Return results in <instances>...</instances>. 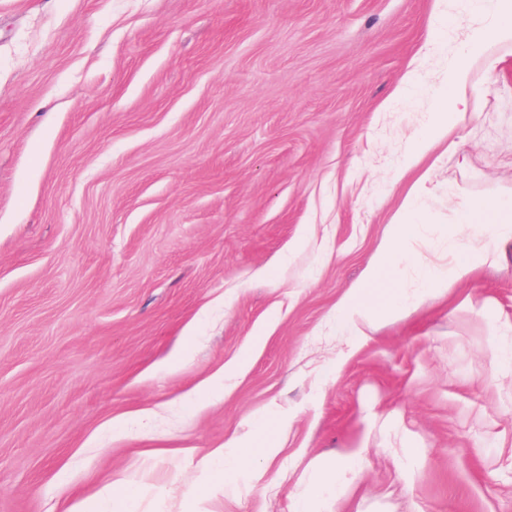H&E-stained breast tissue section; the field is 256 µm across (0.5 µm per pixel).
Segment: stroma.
Instances as JSON below:
<instances>
[{
  "mask_svg": "<svg viewBox=\"0 0 512 512\" xmlns=\"http://www.w3.org/2000/svg\"><path fill=\"white\" fill-rule=\"evenodd\" d=\"M459 0H0V512L190 462L284 420L206 512H512V241L374 324L336 307L406 197L416 249L512 198V41L411 168Z\"/></svg>",
  "mask_w": 512,
  "mask_h": 512,
  "instance_id": "stroma-1",
  "label": "stroma"
}]
</instances>
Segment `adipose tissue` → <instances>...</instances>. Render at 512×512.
Masks as SVG:
<instances>
[{"instance_id":"adipose-tissue-1","label":"adipose tissue","mask_w":512,"mask_h":512,"mask_svg":"<svg viewBox=\"0 0 512 512\" xmlns=\"http://www.w3.org/2000/svg\"><path fill=\"white\" fill-rule=\"evenodd\" d=\"M469 10L485 15L486 23L470 29L448 74V84L438 95L436 109L412 147L411 159L424 156L464 114L463 88L468 79L470 58L483 53L489 39L512 40V0H471ZM460 209L459 223L449 225L447 229L448 237L456 247L448 259L435 260L406 248L407 243L415 241L425 219L417 202H409L398 222L393 224L378 260L365 269L338 305V318L347 323L381 321L398 314L406 306L447 294L449 288L468 281L479 268L497 265L498 243L512 240V201L499 197L465 199L461 201ZM408 262L428 271L426 288L419 291L408 288L387 290L386 284L393 270ZM274 431V426L268 422H258L250 438L233 439L234 453L229 460L220 465L212 461L200 462L201 475L191 483L185 497L187 507L196 512L220 489L225 477L256 458L273 456ZM136 499L134 486L113 481L99 496L75 499L68 512H133Z\"/></svg>"}]
</instances>
